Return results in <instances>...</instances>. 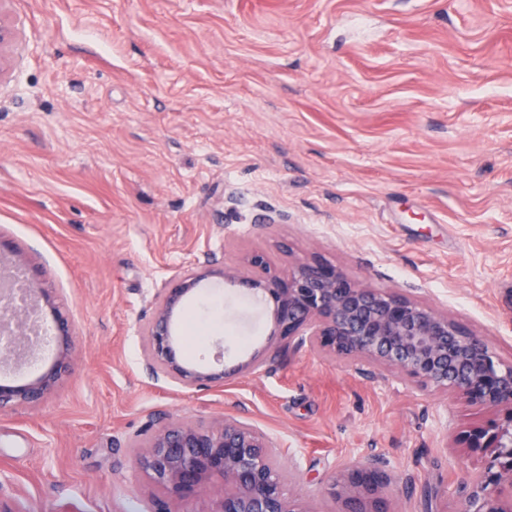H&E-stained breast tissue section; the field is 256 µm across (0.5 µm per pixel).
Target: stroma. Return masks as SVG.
Masks as SVG:
<instances>
[{
    "label": "stroma",
    "mask_w": 512,
    "mask_h": 512,
    "mask_svg": "<svg viewBox=\"0 0 512 512\" xmlns=\"http://www.w3.org/2000/svg\"><path fill=\"white\" fill-rule=\"evenodd\" d=\"M0 25V254L74 343L50 395L0 410V508L214 512L221 481L179 503L135 459L167 423L230 418L316 512L380 458L393 512H455L443 490L490 459L446 444L474 408L271 357L266 311L217 278L183 356L256 370L189 389L147 369L144 334L180 276L316 256L512 361V0H0Z\"/></svg>",
    "instance_id": "35a3bbf8"
}]
</instances>
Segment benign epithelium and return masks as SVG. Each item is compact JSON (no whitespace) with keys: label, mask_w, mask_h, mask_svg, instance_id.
Instances as JSON below:
<instances>
[{"label":"benign epithelium","mask_w":512,"mask_h":512,"mask_svg":"<svg viewBox=\"0 0 512 512\" xmlns=\"http://www.w3.org/2000/svg\"><path fill=\"white\" fill-rule=\"evenodd\" d=\"M241 272L230 266L180 278L158 303L147 330L146 365L154 375L186 388L224 384L229 373L188 363L173 331L184 302L208 277L241 284L262 300L275 338L273 351L303 348L349 361L359 370L401 372L420 390L451 395L488 415V419L452 433L458 448L492 450L483 473L461 479L452 494L457 512H512V468L498 459L512 449V362L503 363L489 341L434 307L397 292L369 288L336 266L317 258L299 260L288 275L273 271L264 255L247 259ZM0 361L19 363L38 343L28 336L26 310L16 304L13 289L0 288ZM44 346L57 349L50 368L18 384L0 379V407L32 404L49 394L69 363L71 333L57 318ZM153 484L182 501L219 477L224 496L213 512H311L287 489L274 458V445L259 429L235 420L210 426L171 423L150 437L138 458ZM390 476L383 461L357 460L333 479L329 496L341 502L338 512H393L383 489Z\"/></svg>","instance_id":"obj_1"}]
</instances>
